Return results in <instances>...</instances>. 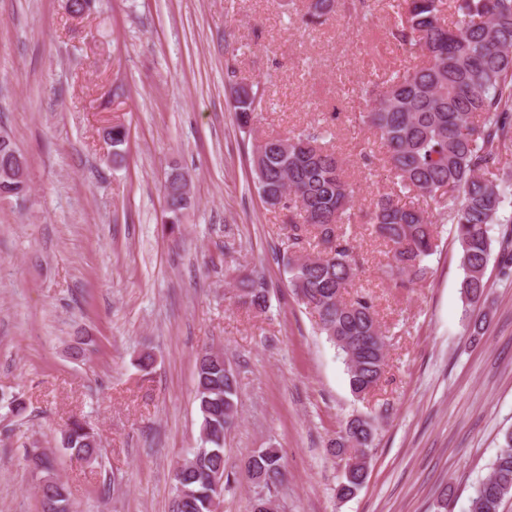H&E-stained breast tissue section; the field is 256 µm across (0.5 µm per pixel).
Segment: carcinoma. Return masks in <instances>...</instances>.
<instances>
[{"mask_svg":"<svg viewBox=\"0 0 512 512\" xmlns=\"http://www.w3.org/2000/svg\"><path fill=\"white\" fill-rule=\"evenodd\" d=\"M349 15L367 17L370 0H342ZM448 0H402L397 4L391 35L402 49L424 63L378 81L361 83L365 109L353 121L368 130L385 150L394 190L378 196L366 213L367 223L391 247L384 270L393 288H412L427 273V259L438 248L436 222L454 226L461 290L469 308L485 303L486 271L493 255L491 230L510 224L503 218L512 207V171L502 165L503 149L512 144V0H454L457 19L448 23ZM331 12L330 0H309L306 23L318 24ZM239 127L251 128L263 111L266 86L233 83ZM113 155L121 156L127 131L115 125L107 132ZM324 133L306 128L285 137L259 141L251 158L253 184L263 203L288 212V252L282 265L297 302L316 314L321 335L342 355L351 392L359 397L376 390L385 373L383 332L374 298L356 290L360 261L347 226L355 223L354 188L344 179L335 153L322 143ZM26 158L11 139L0 136V164ZM183 176L170 174L164 184L170 224L177 225L192 197L180 192ZM411 195L413 201L403 198ZM314 234L321 249L309 253L304 234ZM238 301L263 312L264 283L237 278ZM237 377L224 374V355H198L195 400L201 418L199 448L191 461L173 469L172 512H214L217 493L210 475L225 472L224 439L237 414ZM349 419L331 447L340 457L352 449L356 461L346 465L336 486L340 498L356 494L367 478L371 443L360 440ZM71 456L89 461L99 455L100 440L87 422L74 419L61 432ZM43 486L42 512H74L70 493L47 457L30 455ZM247 478L259 487L282 483V455L260 448L247 458ZM512 497V431L503 433L488 476L473 487L469 512H501Z\"/></svg>","mask_w":512,"mask_h":512,"instance_id":"carcinoma-1","label":"carcinoma"}]
</instances>
